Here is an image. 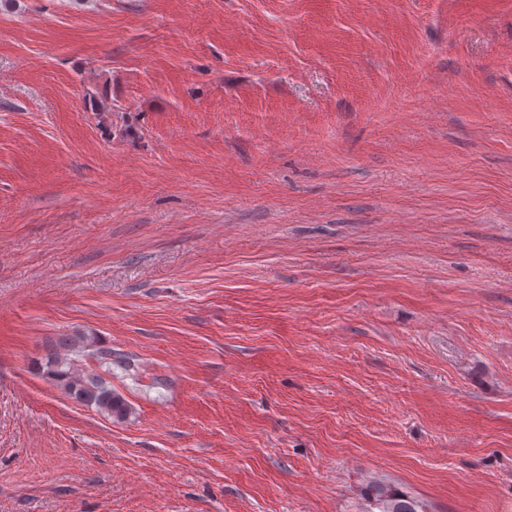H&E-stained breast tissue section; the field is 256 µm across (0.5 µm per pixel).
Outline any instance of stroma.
Instances as JSON below:
<instances>
[{
  "label": "stroma",
  "instance_id": "1",
  "mask_svg": "<svg viewBox=\"0 0 512 512\" xmlns=\"http://www.w3.org/2000/svg\"><path fill=\"white\" fill-rule=\"evenodd\" d=\"M373 485L512 512V0H0V512ZM75 359L57 348L38 365L39 373L68 398L113 420H123L131 412L126 399L112 390L105 378L86 372Z\"/></svg>",
  "mask_w": 512,
  "mask_h": 512
}]
</instances>
